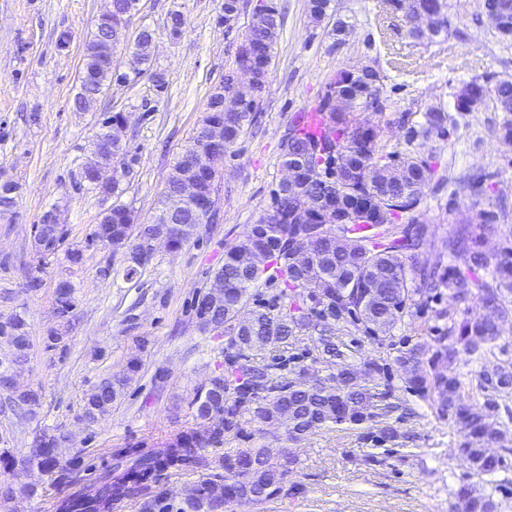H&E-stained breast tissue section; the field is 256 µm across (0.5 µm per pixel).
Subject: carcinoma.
Listing matches in <instances>:
<instances>
[{
  "instance_id": "obj_1",
  "label": "carcinoma",
  "mask_w": 512,
  "mask_h": 512,
  "mask_svg": "<svg viewBox=\"0 0 512 512\" xmlns=\"http://www.w3.org/2000/svg\"><path fill=\"white\" fill-rule=\"evenodd\" d=\"M500 15L495 32L502 41L512 42V0ZM138 0H112V18L95 22V31L86 44L79 82L80 90L72 101L75 112H90L114 83H125L139 76L151 59L153 32L143 30L135 43L130 71L121 72L113 65L108 48L123 42L122 30L113 26V18L136 10ZM394 13L402 14L407 33L416 40L436 41L441 37H464L452 26L448 0H386ZM422 13L434 15L436 30L429 34L415 27L414 19ZM282 27V15L272 3L262 5L261 16L243 35L235 55L234 66L252 71L258 93L265 92L272 64L273 50ZM472 93L464 97L452 93L454 110L435 105L422 113V120L411 125L405 148L388 150L381 144L380 129L363 114H380L391 108L383 83L363 69L344 68L328 83L317 106L294 117L281 144L280 162H291L306 169L302 182L279 187L274 192V206L266 216L250 225L243 237L230 246L224 265L214 276L224 280V293L216 300L200 292L195 316L201 329L222 331L228 336L222 371L214 374L194 396L195 417L209 421V426L182 430L154 448L141 443H127L112 450L110 462L97 480L74 489L50 503L52 512H112L128 498L141 497L140 512H217L210 486L224 484V503L262 505L279 498L288 484L290 466L273 460L264 448L245 452L226 451L218 459V472L201 477L184 497L173 502L159 485L168 472H195L206 466L203 452L221 448L230 435L243 431L246 421H257L277 430L283 408L294 415L296 426L288 430L287 440L297 441L311 431L329 424L347 425L368 430V437L378 443H396L402 434L385 417L395 409L388 403L391 392L380 393L372 382L389 368L376 361L361 367L348 362L350 354L333 341L336 323L353 325L371 341L383 343L392 329L408 312L416 295L435 296L448 289V299L457 305L470 296H480L488 315H464L456 320L448 313V331L438 337L428 361H423L418 348L400 351L395 358L396 372L414 389L425 388L432 380L441 413L451 417L463 433L459 443L462 460L470 471L489 476V484L499 491L512 481L499 479L506 470L505 455L512 456V432L498 420L499 403L493 399L481 406L467 404L460 397V382L445 374L439 365L453 364L460 352L482 353L497 340L500 323L512 318V307L505 293L512 294V249L489 255L484 251V232L497 218L508 217L507 197L499 201V212L479 215L481 232L467 225L456 228L448 236V254L455 264L444 269L442 261L418 269V280L407 277V263L415 260L424 244L427 227L416 221L424 190L435 166L415 147V142L437 137L445 139L458 130L457 115L492 106L503 111L505 96L512 94V79L494 81L495 92L487 90L488 77L470 79ZM259 107L238 100L233 72L224 74V82L211 96L202 126L224 125V149L234 147L248 127L258 121ZM210 145L196 136L176 159L165 191L157 200L151 224L134 223L131 210L114 205L105 211L100 223L112 228V244L128 250L127 275L139 271L134 253L141 239L162 224L180 225L183 230L171 236V246L180 248L190 240L191 226L197 223L196 209L188 207L174 217L167 200L180 185L186 164L201 160ZM128 155L126 146H111L98 157V167L113 168L114 156ZM91 189L102 194L115 193L120 179L112 171V181L98 183L95 172L82 175ZM16 185H0V213L13 207ZM308 198L314 208L305 220L296 213L301 199ZM409 215V226L398 229L399 221ZM339 230L344 246L336 248L329 233ZM319 238L321 251L313 255L308 267L299 271L296 253L304 247L310 231ZM268 251V262L252 269L239 262L245 252ZM492 269L490 276L481 272ZM281 288L262 302L249 292L261 277ZM316 336L312 363L322 364L328 371L326 381L333 391L308 381L290 379L281 374L282 361L266 363L259 358L270 347L288 343L295 336ZM0 336L8 338L12 348L10 363L23 362L30 340L25 322L15 316L0 324ZM139 360L128 361L127 372L109 376L85 394L81 420L94 425L112 413ZM484 383L495 391L512 390V365H499L481 374ZM41 403V393L30 389L13 400L10 410L34 414ZM57 435L41 431L35 435L28 467L50 473L63 467L54 452ZM495 444L504 454L493 456L486 447ZM36 486L15 488L0 484V497H30ZM452 512H497L499 504L492 494H476L464 485L456 492Z\"/></svg>"
}]
</instances>
